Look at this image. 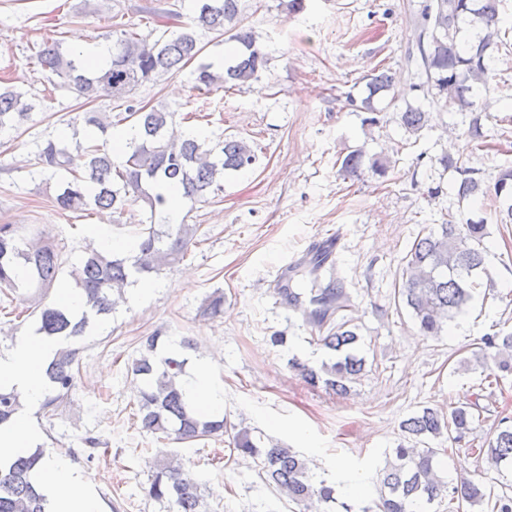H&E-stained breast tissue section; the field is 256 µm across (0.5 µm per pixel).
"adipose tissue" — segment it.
<instances>
[{
    "label": "adipose tissue",
    "instance_id": "adipose-tissue-1",
    "mask_svg": "<svg viewBox=\"0 0 512 512\" xmlns=\"http://www.w3.org/2000/svg\"><path fill=\"white\" fill-rule=\"evenodd\" d=\"M57 340L30 332L16 340L11 350L0 354V388L16 390L24 409L0 424V467H6L19 453L34 452L42 443L40 432L29 421L30 411L38 408L47 394L45 370L54 358ZM192 407L209 419L224 415V397L214 387L204 364H197L184 379ZM45 499L46 512H103L87 486L84 475L64 457L38 466L32 478Z\"/></svg>",
    "mask_w": 512,
    "mask_h": 512
}]
</instances>
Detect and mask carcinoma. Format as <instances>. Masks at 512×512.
<instances>
[{
    "mask_svg": "<svg viewBox=\"0 0 512 512\" xmlns=\"http://www.w3.org/2000/svg\"><path fill=\"white\" fill-rule=\"evenodd\" d=\"M497 0H430L418 18V50L427 82L437 90L443 106L464 112L474 107V89L485 82L489 56L487 50L500 37ZM468 27L476 31V41L468 51L457 44V35ZM227 34L240 46L230 63L215 66L201 62L196 69V89L210 91L227 85L237 86L256 80L267 62L266 53L257 45L252 30L243 26L239 0H199L189 21L177 31H164L148 44L130 30H121L112 43L109 61L99 67L86 64L82 55L63 48L57 40L43 42L35 58L40 67L60 79L59 86L89 104L105 93L125 105L116 114L86 112V130L105 135L114 125L132 121L137 137L126 146L124 160L116 162L112 154L89 140L83 148L84 160L75 170L74 157L61 143L48 139L37 145L33 166L36 172L52 178L65 176L55 196L56 207L63 212H88L111 209L119 214L130 205L143 203L149 210V223L141 225L139 250L135 256L106 254L87 248L70 275L85 299V310L73 314L58 304H38L32 311L35 332L58 337L66 343L46 371L50 394L41 409L47 419L56 411L74 386L79 372L80 348L77 341L90 335L103 320L116 312L123 289L140 279L160 274L164 268L182 260L196 236L197 224H166L156 227V214L168 199L163 187L182 189L184 202L193 208L207 201L208 195L224 189V172L239 171L256 163L255 151L243 140L232 136L217 142L194 138L177 139L173 128L174 113L148 105H133L130 97L143 84L166 74L182 71L204 52L197 31ZM392 78L379 73L368 82L369 97L362 108L370 110L371 97L390 90ZM36 108L28 94L13 86L0 87V133L19 129ZM400 121L410 133L418 132L428 121V113L407 108ZM362 152L344 157L341 173L356 177ZM443 169L461 175L456 186L459 203L481 194H492L499 201L500 222L512 223V169L500 171L495 181L485 184L464 167L461 159L446 156ZM25 229L0 224V293L15 295L25 301L24 290L47 291L62 272L65 261L54 238L39 231L31 237ZM484 220L449 214L444 223L417 238L402 259V283L394 292V303L407 309L426 336H438L445 325L464 311L477 288L476 277L483 266L478 248L486 237ZM326 257L317 255L310 269V287L278 288L276 293L289 306L301 311L312 341L334 353L335 360L315 367L296 357L288 360L303 381L319 385L338 395L348 394L351 383L365 370L366 360L354 353L360 341L354 318L337 317L348 307V297L334 279L324 284L320 271ZM24 277L18 276V270ZM224 312V293L214 292L206 300L203 313L217 316ZM485 349H494L497 368L512 371V332L498 330L481 338ZM169 341L158 335L145 337L139 356L132 359L130 372L142 384L138 411L141 429L158 438L180 443L203 438L229 439V455L262 460L258 476L288 501L304 505L307 512H352V506L339 500L336 483L317 478L306 460L295 451L280 446H264L251 432L224 418L205 419L191 407L180 386L189 363L185 352L196 349L183 339L180 351L167 350ZM482 394L469 402L451 407L444 415L423 408L400 424L404 442L392 449L380 473V495L361 512H409L419 501L432 504L448 496V505L474 507L490 502L491 512H512L509 484H502L498 494L471 480L450 483L437 473L439 449L429 448L426 441L448 433L460 442L473 431L476 419L485 407ZM21 409L19 395L0 390V423ZM487 464L501 472L512 470V418L499 420L496 433L475 449ZM44 457L42 449L29 456L14 458L8 469L0 470V512H45L42 496L31 481V472ZM147 495L176 512H201L202 496L191 473L180 464L168 463L153 471Z\"/></svg>",
    "mask_w": 512,
    "mask_h": 512,
    "instance_id": "obj_1",
    "label": "carcinoma"
}]
</instances>
